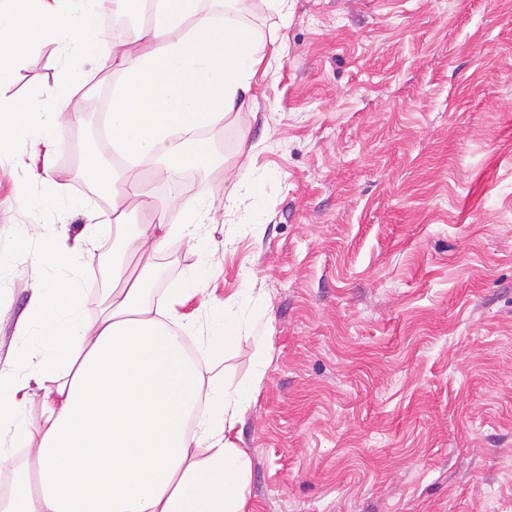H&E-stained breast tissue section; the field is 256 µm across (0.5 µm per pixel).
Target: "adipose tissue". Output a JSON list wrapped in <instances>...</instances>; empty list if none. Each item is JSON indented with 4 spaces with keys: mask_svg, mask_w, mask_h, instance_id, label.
Instances as JSON below:
<instances>
[{
    "mask_svg": "<svg viewBox=\"0 0 512 512\" xmlns=\"http://www.w3.org/2000/svg\"><path fill=\"white\" fill-rule=\"evenodd\" d=\"M18 15L15 0H0V34L44 31L73 55L92 53L96 34L90 23L102 0H31ZM185 0H158L159 19L136 30L121 51V80L112 98V143L133 159L166 166L186 165L195 131L223 123L232 112L255 107L253 83L267 56V44L232 13L195 14L189 30L173 37L183 23ZM82 76L63 72L56 88L36 99L4 98L0 111H25L23 126H0V135L33 136L53 148V122L74 120ZM110 219L85 225L74 246L55 245L53 255L74 267L93 261L97 242L112 237L125 251L159 254L173 242L198 249L208 242L198 229L208 213L197 208L180 223L169 221L177 194L159 201L135 167L113 173ZM150 207L155 222L130 238L114 229L130 207ZM125 269L113 266V289L99 318L83 313L84 283L47 282L32 292L28 314L15 325V346L0 361V470L14 465L13 450L24 445L27 463L18 470L0 512H252L250 457L231 434L256 399L261 375L227 389L213 359L225 345L220 318L207 325L194 361H182L171 330L181 322L178 308L200 292L187 278L167 300L151 305L152 269L143 266L131 287H120ZM37 387L42 406L38 425H29L23 405ZM105 400L112 409V453L106 465L91 463L102 443L86 438L76 421L86 406ZM85 474L84 497L57 490L60 477Z\"/></svg>",
    "mask_w": 512,
    "mask_h": 512,
    "instance_id": "ef3b65f1",
    "label": "adipose tissue"
}]
</instances>
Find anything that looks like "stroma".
Masks as SVG:
<instances>
[{
  "mask_svg": "<svg viewBox=\"0 0 512 512\" xmlns=\"http://www.w3.org/2000/svg\"><path fill=\"white\" fill-rule=\"evenodd\" d=\"M243 22L284 44L257 108L207 128L205 160L157 185L205 203L214 249L125 265L152 264L155 302L202 275L184 312L200 327L223 310L225 384L263 370L237 427L254 512H512V0H288L284 17L253 0ZM67 64L97 99L121 77L39 42L10 95L45 92ZM98 120L55 126L87 131L53 162L72 210L19 207L18 190L47 194L41 160L24 138L0 150L2 348L47 280L91 283L88 319L106 304L111 277L47 257L112 211L77 160Z\"/></svg>",
  "mask_w": 512,
  "mask_h": 512,
  "instance_id": "stroma-1",
  "label": "stroma"
}]
</instances>
